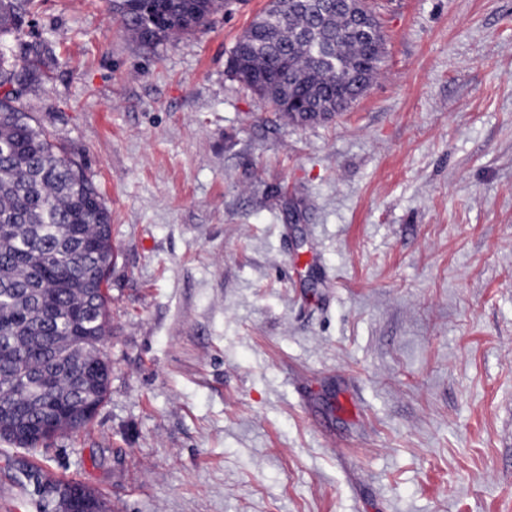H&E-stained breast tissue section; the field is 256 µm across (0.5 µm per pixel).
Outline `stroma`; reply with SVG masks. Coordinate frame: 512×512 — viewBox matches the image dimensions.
Instances as JSON below:
<instances>
[{
	"label": "stroma",
	"instance_id": "35a3bbf8",
	"mask_svg": "<svg viewBox=\"0 0 512 512\" xmlns=\"http://www.w3.org/2000/svg\"><path fill=\"white\" fill-rule=\"evenodd\" d=\"M268 0L147 49L34 0L28 112L112 213L106 400L26 470L106 512H512V0H374L379 76L297 125L231 51Z\"/></svg>",
	"mask_w": 512,
	"mask_h": 512
}]
</instances>
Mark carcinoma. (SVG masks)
<instances>
[{
	"label": "carcinoma",
	"mask_w": 512,
	"mask_h": 512,
	"mask_svg": "<svg viewBox=\"0 0 512 512\" xmlns=\"http://www.w3.org/2000/svg\"><path fill=\"white\" fill-rule=\"evenodd\" d=\"M33 0H0V439L38 454L84 428L109 374L89 340L108 328L97 268L111 213L83 167L20 103L52 62L22 40ZM227 0H110L146 47L200 30ZM382 30L351 31L340 0H269L229 60L232 75L290 120L330 118L361 98L383 62ZM48 374L52 384L38 377Z\"/></svg>",
	"instance_id": "1"
}]
</instances>
